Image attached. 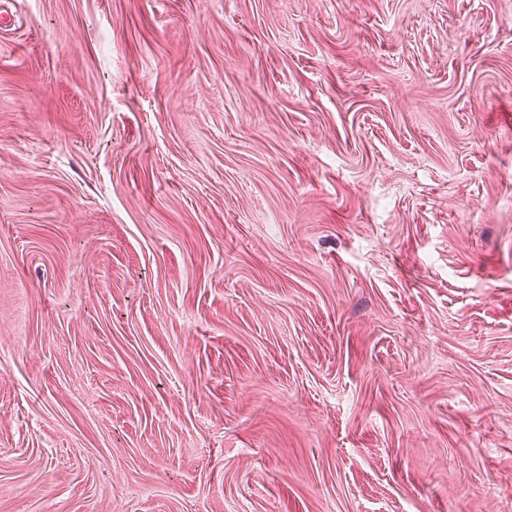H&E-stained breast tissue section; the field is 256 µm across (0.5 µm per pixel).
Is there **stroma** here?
I'll return each instance as SVG.
<instances>
[{
	"label": "stroma",
	"mask_w": 512,
	"mask_h": 512,
	"mask_svg": "<svg viewBox=\"0 0 512 512\" xmlns=\"http://www.w3.org/2000/svg\"><path fill=\"white\" fill-rule=\"evenodd\" d=\"M0 512H512V0H10Z\"/></svg>",
	"instance_id": "obj_1"
}]
</instances>
